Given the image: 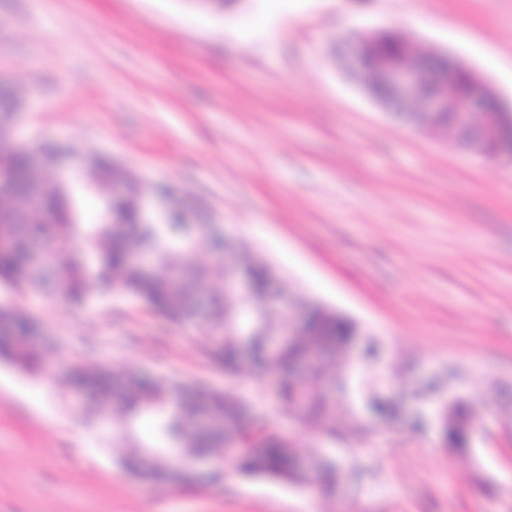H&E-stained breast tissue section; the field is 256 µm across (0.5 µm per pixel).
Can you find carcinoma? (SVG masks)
<instances>
[{"mask_svg":"<svg viewBox=\"0 0 512 512\" xmlns=\"http://www.w3.org/2000/svg\"><path fill=\"white\" fill-rule=\"evenodd\" d=\"M399 52L396 35L383 33L373 41L368 64L396 60ZM15 100L14 91L0 87V216L4 219L0 223V288L49 293L81 305L89 300L86 285L93 279L105 292L134 297L174 324L198 328L205 358L225 374L236 375L246 362L263 374H272L276 385L271 395L276 403L288 407L301 423H318L327 437L336 435V406L341 400L355 406L356 421L367 402L381 419L397 417L395 403L372 397L391 383L390 370L372 349L360 355L353 352L361 327L351 318L308 302L302 325L284 337L275 353L267 352V334L288 321V300L279 307L266 302L275 273L250 252L240 254L237 268L247 273L252 288L237 295L223 288L211 290L208 316L199 322L195 308L203 286L223 281L229 274L222 260L210 266L192 262L200 249L215 252L212 225L198 224L194 233L181 235L175 230L182 217L179 212H166L153 223L143 220L137 198L149 192L148 186L92 149L84 152L78 185L61 178L53 166L52 143H40L32 150L7 140ZM436 123L450 133L480 140V155L487 162L495 161L501 152L502 140L484 134L482 114L464 130L456 128L452 115L442 114ZM35 151L43 156L40 166L31 163ZM81 191L103 192L92 223L84 221ZM156 266L164 268V273H155ZM0 324L5 326L0 331V359L29 374L38 373L46 356L37 348L43 336L38 321L1 305ZM302 362L311 365L304 382L291 376L293 367ZM67 383L96 398L101 426L108 425L110 410L120 418L115 437L129 449L120 465L138 479L177 477L190 469L193 460L202 458L220 469L228 463L248 477L298 483L292 442L267 413L230 391L151 376L137 368L121 372L88 368L77 359L69 366ZM144 416L155 423L150 443L136 435ZM204 420L215 426L201 427ZM476 421L469 395L453 400L450 415L440 419L445 443L467 447V434ZM342 476L339 462L323 463L318 490L330 492Z\"/></svg>","mask_w":512,"mask_h":512,"instance_id":"obj_1","label":"carcinoma"}]
</instances>
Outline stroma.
<instances>
[{"label":"stroma","instance_id":"obj_1","mask_svg":"<svg viewBox=\"0 0 512 512\" xmlns=\"http://www.w3.org/2000/svg\"><path fill=\"white\" fill-rule=\"evenodd\" d=\"M389 29L475 71L512 104V0H0V80L23 100L16 143L84 150L162 188L163 208L215 225L270 264L280 289L373 334L399 419L324 441L267 394L206 361L192 328L139 301L76 309L0 288L54 352L39 374L0 361V512H512V168L375 102L343 56ZM230 390L298 455L339 459L325 496L199 465L190 486L142 481L67 389L72 360ZM458 369L479 415L469 448L413 427L419 395Z\"/></svg>","mask_w":512,"mask_h":512}]
</instances>
